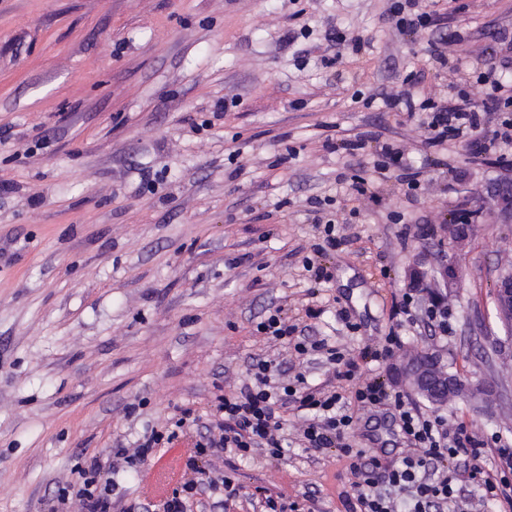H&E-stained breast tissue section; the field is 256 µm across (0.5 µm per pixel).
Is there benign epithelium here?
<instances>
[{"label":"benign epithelium","mask_w":512,"mask_h":512,"mask_svg":"<svg viewBox=\"0 0 512 512\" xmlns=\"http://www.w3.org/2000/svg\"><path fill=\"white\" fill-rule=\"evenodd\" d=\"M496 316L508 329L512 328V272L500 275L494 284ZM413 391L435 405H446L455 398L460 385L448 374L444 357L436 352L424 351L400 365Z\"/></svg>","instance_id":"1"}]
</instances>
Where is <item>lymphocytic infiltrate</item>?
Wrapping results in <instances>:
<instances>
[{
	"label": "lymphocytic infiltrate",
	"instance_id": "1",
	"mask_svg": "<svg viewBox=\"0 0 512 512\" xmlns=\"http://www.w3.org/2000/svg\"><path fill=\"white\" fill-rule=\"evenodd\" d=\"M491 95L484 104L472 103L466 90L450 89L447 97L415 102L411 91L388 97L389 109L405 108L408 113L422 111L423 124L429 133L428 144L437 146L451 140L468 139L474 158L484 157L496 144L512 145V133L500 132L498 139L481 137L480 132L491 113L512 107V95L502 96L503 85L492 80ZM258 332L280 342H292L297 355L312 352L325 354L332 376L318 384L309 383L301 373L286 378L284 371L270 360H256L250 366V380L237 391L224 395L218 406L222 420L218 435L203 437L191 449L186 466L195 469L198 458L231 451L240 458L250 457L254 449L265 450L272 459L283 454L282 429L290 410L313 412L299 429L307 449H338L349 457V468L355 477L354 499L348 512H394L393 502L378 489L379 483L407 491L413 501L412 512H431L456 500L458 470L453 462L465 457L468 476L480 472L484 450L464 434L463 426L452 427L442 415H427L402 398L392 397L377 377H363L360 359L375 362L386 359L401 348L399 336L390 335L382 350H364L361 358H353L329 345L327 339L297 336L296 325L290 324L283 308H275L257 325ZM393 404L394 418L405 438L406 449L398 464L387 466L366 449L353 447L348 434L359 411ZM82 480L75 493L61 491L59 503L76 497L84 512H112L114 486L98 461L83 468ZM207 496L210 512H227L238 496L232 474L207 479L202 483L184 482L162 502L163 512H189L196 497Z\"/></svg>",
	"mask_w": 512,
	"mask_h": 512
}]
</instances>
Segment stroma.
<instances>
[{
	"mask_svg": "<svg viewBox=\"0 0 512 512\" xmlns=\"http://www.w3.org/2000/svg\"><path fill=\"white\" fill-rule=\"evenodd\" d=\"M457 2L421 0L435 22L406 35L391 0H0V512H50L93 454L120 491L112 512H159L116 449L188 409L155 455L189 452L252 358L287 361L256 330L279 306L354 356L397 333L377 375L465 426L495 473L512 443V336L492 296L512 268L499 196L512 168L458 141L427 146L417 117L382 107L411 73L434 98L492 66L512 80V0ZM443 35L462 39L444 65L426 51ZM360 137L356 155L341 150ZM361 178L378 200L353 191ZM321 219L343 239L322 256ZM309 260L329 279L314 283ZM407 294L447 302V333L397 315ZM428 350L491 386L487 411L414 394L399 364ZM390 413L362 419L352 444L399 459L401 435L378 425ZM236 466L232 512H260L259 486L316 512H346L353 493L333 448Z\"/></svg>",
	"mask_w": 512,
	"mask_h": 512,
	"instance_id": "stroma-1",
	"label": "stroma"
}]
</instances>
